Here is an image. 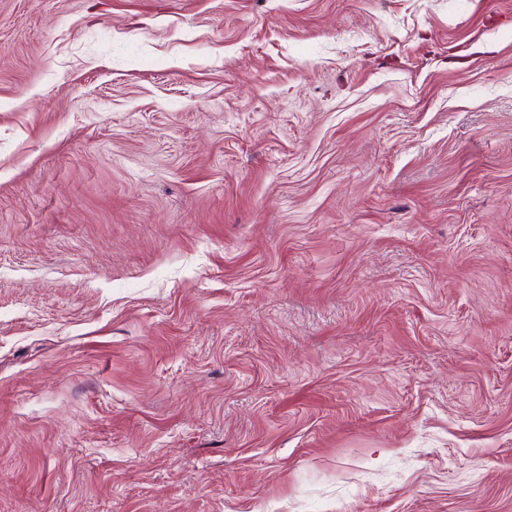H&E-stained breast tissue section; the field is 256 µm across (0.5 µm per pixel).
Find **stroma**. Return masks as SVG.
I'll return each instance as SVG.
<instances>
[{
    "mask_svg": "<svg viewBox=\"0 0 512 512\" xmlns=\"http://www.w3.org/2000/svg\"><path fill=\"white\" fill-rule=\"evenodd\" d=\"M0 512H512V0H0Z\"/></svg>",
    "mask_w": 512,
    "mask_h": 512,
    "instance_id": "35a3bbf8",
    "label": "stroma"
}]
</instances>
